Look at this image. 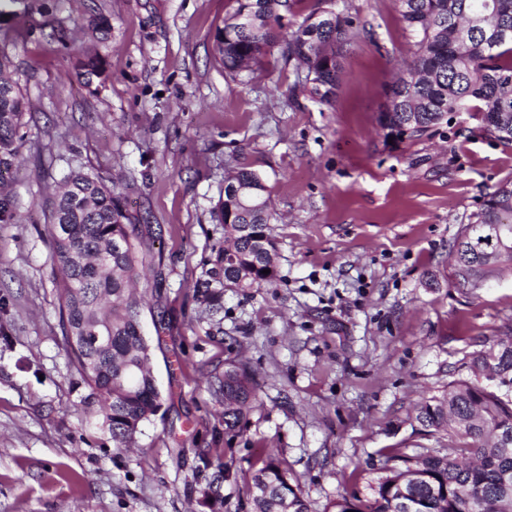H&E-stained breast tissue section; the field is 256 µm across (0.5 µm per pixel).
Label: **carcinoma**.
I'll return each mask as SVG.
<instances>
[{"instance_id":"obj_1","label":"carcinoma","mask_w":512,"mask_h":512,"mask_svg":"<svg viewBox=\"0 0 512 512\" xmlns=\"http://www.w3.org/2000/svg\"><path fill=\"white\" fill-rule=\"evenodd\" d=\"M27 0H0V15L26 13ZM413 39L403 73L385 92L378 124L386 139L423 137L448 123V115L485 105L481 130L512 146V0H396ZM290 0H227V11L213 34V55L224 72L237 77L261 62L277 45L286 63L296 67L288 101L307 91L323 104L334 102L340 60L358 39L353 18L336 0H316L302 22L286 26ZM15 40L0 30V186L9 179L15 158L27 141V101L4 45ZM86 86L106 77L105 61L88 51L80 62ZM224 197L213 214L231 240L213 250L212 280L202 294L219 305L222 288L241 291L270 288L276 281L275 220L270 192L258 173L241 169L225 178ZM256 184L254 198L236 189ZM0 223L20 224L11 196L0 191ZM512 225V180L487 193L450 247L451 280L458 286L495 275L512 264V252L481 237L480 226ZM46 232L56 282L61 329L82 383L88 419L102 421L112 442L126 447L141 426L164 404L150 369L151 350L139 337L140 300L133 285L146 258L144 235L126 209L116 184H105L89 170H72L62 180ZM270 273L265 274L263 270ZM471 374L448 382V389L418 406L421 431L443 433L446 448L387 457L386 475L369 485L370 497L340 496L333 512H512V336L471 353ZM496 376L480 382L484 372ZM214 394L224 401V434L241 432L248 405L259 400L254 376L230 364L216 377ZM196 479L203 504L224 512L214 485L234 478L228 464H213L198 453ZM248 484L250 512H309L298 481L271 456L261 457Z\"/></svg>"}]
</instances>
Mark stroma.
<instances>
[{"label": "stroma", "mask_w": 512, "mask_h": 512, "mask_svg": "<svg viewBox=\"0 0 512 512\" xmlns=\"http://www.w3.org/2000/svg\"><path fill=\"white\" fill-rule=\"evenodd\" d=\"M0 18L23 35L7 52L26 90L30 139L9 190L25 221L0 224V512H208L198 454L231 464L224 512H249L246 487L271 450L309 512L365 497L388 451L443 448L417 433L416 407L467 376L470 353L512 331V267L479 286L449 279L448 251L486 193L512 178V148L473 113L389 143L377 123L411 37L395 0H347L362 31L333 105L298 92L279 47L233 77L211 53L224 0H55ZM109 18L108 80L84 87L82 19ZM67 42L52 34L55 18ZM124 187L146 242L142 327L164 397L129 448L90 424L66 352L45 230L55 185L76 167ZM258 172L271 195L274 287L199 288L224 241L212 211L229 171ZM231 362L260 401L224 433L210 387Z\"/></svg>", "instance_id": "1"}]
</instances>
